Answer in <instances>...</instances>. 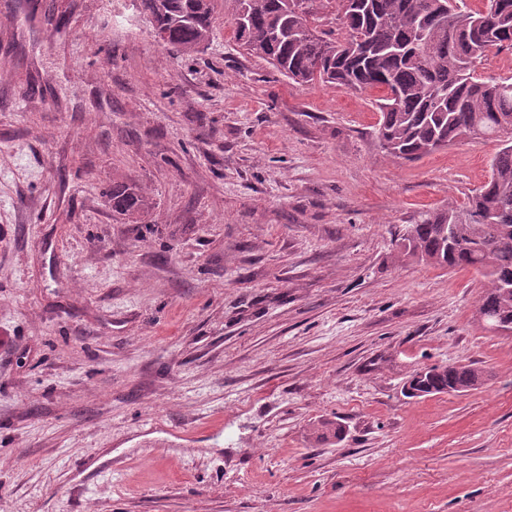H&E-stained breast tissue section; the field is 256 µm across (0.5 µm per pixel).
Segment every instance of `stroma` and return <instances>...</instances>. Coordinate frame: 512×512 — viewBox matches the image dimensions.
<instances>
[{"label":"stroma","instance_id":"obj_1","mask_svg":"<svg viewBox=\"0 0 512 512\" xmlns=\"http://www.w3.org/2000/svg\"><path fill=\"white\" fill-rule=\"evenodd\" d=\"M384 94L221 10L184 56L138 0H0V512H512V335L398 247L497 145L391 157ZM448 364L486 381L405 395ZM112 212L134 222L149 208L151 202L146 193L136 184H120L108 195Z\"/></svg>","mask_w":512,"mask_h":512}]
</instances>
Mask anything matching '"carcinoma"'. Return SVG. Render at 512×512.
Here are the masks:
<instances>
[{"instance_id":"cac0c4a2","label":"carcinoma","mask_w":512,"mask_h":512,"mask_svg":"<svg viewBox=\"0 0 512 512\" xmlns=\"http://www.w3.org/2000/svg\"><path fill=\"white\" fill-rule=\"evenodd\" d=\"M216 0H141L162 42L192 56L210 41ZM235 39L298 84L354 91L383 87L376 137L391 156L417 160L464 139L498 142L491 176L464 206L406 227L400 253L416 262L472 270L489 283L486 322L512 321V79H484L476 63L512 48V0H334L343 36L318 29L322 0H227ZM112 212L134 222L150 206L136 184L112 186ZM485 381L472 366L413 375L406 394L453 393Z\"/></svg>"}]
</instances>
